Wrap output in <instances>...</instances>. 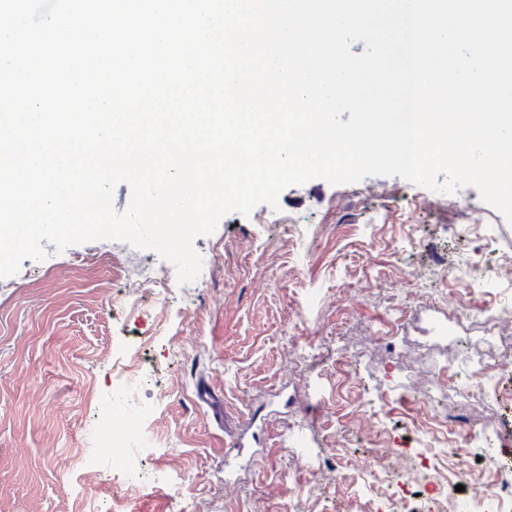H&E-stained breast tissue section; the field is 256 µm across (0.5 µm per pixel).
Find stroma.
<instances>
[{
    "instance_id": "35a3bbf8",
    "label": "stroma",
    "mask_w": 512,
    "mask_h": 512,
    "mask_svg": "<svg viewBox=\"0 0 512 512\" xmlns=\"http://www.w3.org/2000/svg\"><path fill=\"white\" fill-rule=\"evenodd\" d=\"M194 247L210 263L195 288L113 240L46 244L0 279V512H185L181 480L199 512H353L377 464L411 479L417 417L463 400L485 311L512 305L506 278H441L444 264L512 260V225L472 187L448 199L398 176L315 178ZM130 375L140 396L118 401ZM497 380L484 424L512 468V360ZM236 438L247 454L229 451ZM133 448L143 480L130 486Z\"/></svg>"
}]
</instances>
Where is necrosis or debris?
Instances as JSON below:
<instances>
[{"instance_id": "1", "label": "necrosis or debris", "mask_w": 512, "mask_h": 512, "mask_svg": "<svg viewBox=\"0 0 512 512\" xmlns=\"http://www.w3.org/2000/svg\"><path fill=\"white\" fill-rule=\"evenodd\" d=\"M484 329L487 351L470 361L473 385L464 403L442 406L422 428L427 447H447L451 458L482 446L478 466L468 470L452 466L433 476L426 485L425 504H417L414 492L405 490L396 494L393 505L367 499L359 503L358 512H458L450 488L461 482L473 489L467 512H512V472L502 468L494 452L497 438L477 433L484 409L499 399L498 367L503 358L512 356V314L490 312Z\"/></svg>"}]
</instances>
